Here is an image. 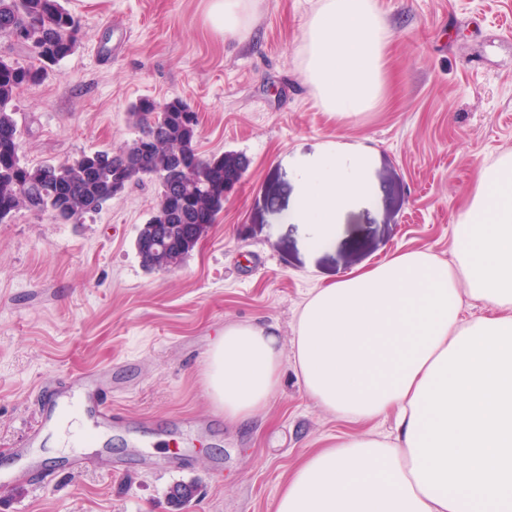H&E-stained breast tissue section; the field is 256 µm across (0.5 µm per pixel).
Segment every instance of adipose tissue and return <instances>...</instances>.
Returning <instances> with one entry per match:
<instances>
[{"label": "adipose tissue", "mask_w": 512, "mask_h": 512, "mask_svg": "<svg viewBox=\"0 0 512 512\" xmlns=\"http://www.w3.org/2000/svg\"><path fill=\"white\" fill-rule=\"evenodd\" d=\"M250 0H213L234 38ZM389 35L374 0H323L301 31L307 82L324 111L351 116L383 91ZM371 156L328 146L297 169L285 215L307 246L336 236L341 211L374 191ZM453 261L397 254L317 289L297 320L292 356L275 326L225 325L205 381L226 421L279 392L292 361L306 393L352 421L394 414L390 434L346 436L304 457L274 512H512V154L481 168L455 224ZM483 316L466 319V309Z\"/></svg>", "instance_id": "adipose-tissue-1"}]
</instances>
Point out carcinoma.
<instances>
[{
    "mask_svg": "<svg viewBox=\"0 0 512 512\" xmlns=\"http://www.w3.org/2000/svg\"><path fill=\"white\" fill-rule=\"evenodd\" d=\"M28 20L22 45L31 50L33 62L22 65L0 58V198L16 201L18 212L58 210L62 223L79 224L112 197V175L139 184L143 173L151 172L159 189L153 211L139 230L137 255L146 270L162 268L170 256L143 248L146 240L160 236L183 262L199 242L196 225L214 223L224 207V182L238 179L242 163L226 174L225 154L201 158L197 113L183 99L160 108L150 97L139 98L128 109L137 137L124 150H98L71 163H25L19 154L18 90L39 83L48 67L69 56L81 29L65 0H0V36Z\"/></svg>",
    "mask_w": 512,
    "mask_h": 512,
    "instance_id": "carcinoma-1",
    "label": "carcinoma"
}]
</instances>
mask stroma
I'll use <instances>...</instances> for the list:
<instances>
[{
    "instance_id": "1",
    "label": "stroma",
    "mask_w": 512,
    "mask_h": 512,
    "mask_svg": "<svg viewBox=\"0 0 512 512\" xmlns=\"http://www.w3.org/2000/svg\"><path fill=\"white\" fill-rule=\"evenodd\" d=\"M320 2L255 0L227 39L212 0H68L76 49L16 101L26 163L123 146L137 135L127 108L147 96L186 100L200 153L244 166L172 271L145 270L136 253L150 183L80 224L25 210L0 223V512H273L303 456L393 427L337 419L290 366L264 410L229 425L204 384L206 354L236 322L276 325L291 347L308 294L348 271L415 250L452 260L479 169L512 152V0H375L384 92L349 117L324 111L303 74L301 30ZM333 143L371 154L376 192L313 253L284 216L298 164ZM89 372L117 418L67 417L68 447L49 448L53 429L32 432L37 394ZM181 484L194 493L177 507Z\"/></svg>"
}]
</instances>
